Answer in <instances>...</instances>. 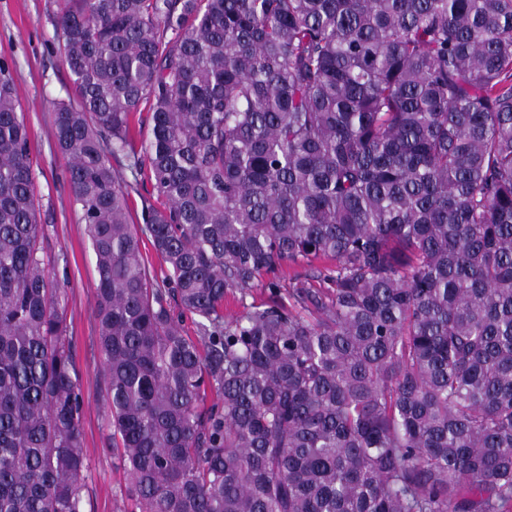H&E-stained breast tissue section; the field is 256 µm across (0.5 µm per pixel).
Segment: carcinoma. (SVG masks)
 Instances as JSON below:
<instances>
[{"mask_svg": "<svg viewBox=\"0 0 512 512\" xmlns=\"http://www.w3.org/2000/svg\"><path fill=\"white\" fill-rule=\"evenodd\" d=\"M56 5L124 512H512V0ZM39 217L0 63V512H83Z\"/></svg>", "mask_w": 512, "mask_h": 512, "instance_id": "obj_1", "label": "carcinoma"}]
</instances>
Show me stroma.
I'll return each mask as SVG.
<instances>
[{
    "label": "stroma",
    "instance_id": "obj_1",
    "mask_svg": "<svg viewBox=\"0 0 512 512\" xmlns=\"http://www.w3.org/2000/svg\"><path fill=\"white\" fill-rule=\"evenodd\" d=\"M54 11L53 0H0V62L11 73L30 134L35 193L41 221L47 226L43 255L64 296L84 400V509L121 512L125 478L112 454V432L107 426L104 360L94 302L95 259L86 228L69 205L68 160L57 151L52 137L53 105L71 93Z\"/></svg>",
    "mask_w": 512,
    "mask_h": 512
}]
</instances>
